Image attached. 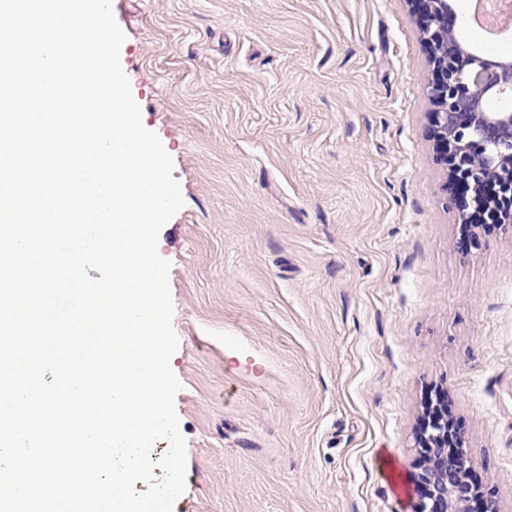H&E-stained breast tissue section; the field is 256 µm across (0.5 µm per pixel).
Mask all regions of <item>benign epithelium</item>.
<instances>
[{"mask_svg":"<svg viewBox=\"0 0 512 512\" xmlns=\"http://www.w3.org/2000/svg\"><path fill=\"white\" fill-rule=\"evenodd\" d=\"M430 23L424 41L435 72L429 93L435 106L432 134L453 143L449 179L472 189V203L484 211V223L512 228V110L488 112V100L500 89L512 88V61H492L465 50L455 30H444L448 0H423ZM495 178L500 197L486 201L483 183ZM424 453L432 458L419 475L421 497L414 512H471L473 498L463 466L467 459L448 456V429L431 427L422 437Z\"/></svg>","mask_w":512,"mask_h":512,"instance_id":"1","label":"benign epithelium"}]
</instances>
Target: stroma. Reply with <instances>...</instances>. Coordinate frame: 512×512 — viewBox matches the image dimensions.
I'll list each match as a JSON object with an SVG mask.
<instances>
[{
    "instance_id": "stroma-1",
    "label": "stroma",
    "mask_w": 512,
    "mask_h": 512,
    "mask_svg": "<svg viewBox=\"0 0 512 512\" xmlns=\"http://www.w3.org/2000/svg\"><path fill=\"white\" fill-rule=\"evenodd\" d=\"M183 207L174 512H412L447 398L512 512V232L462 252L409 0H112Z\"/></svg>"
}]
</instances>
